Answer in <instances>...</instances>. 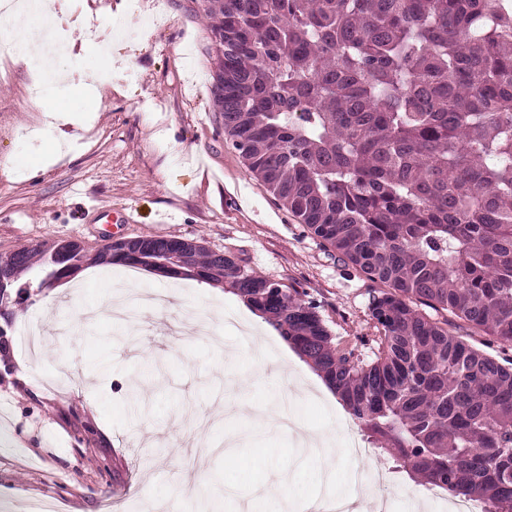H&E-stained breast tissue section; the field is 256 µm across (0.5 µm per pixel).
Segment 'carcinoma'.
Wrapping results in <instances>:
<instances>
[{"mask_svg":"<svg viewBox=\"0 0 512 512\" xmlns=\"http://www.w3.org/2000/svg\"><path fill=\"white\" fill-rule=\"evenodd\" d=\"M224 47V139L305 231L387 290L373 358L318 306L231 252L175 237L95 249L36 241L0 266V338L18 297L92 266L227 285L317 373L396 468L512 512V0H207ZM448 332L455 336H462L463 339L468 341L475 347L482 349L491 355L495 356L502 362V358H512V345L511 346H497L494 344L493 348H487L483 344L486 341L485 337L472 331L469 326L462 320L452 316L448 313Z\"/></svg>","mask_w":512,"mask_h":512,"instance_id":"obj_1","label":"carcinoma"}]
</instances>
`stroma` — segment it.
I'll use <instances>...</instances> for the list:
<instances>
[{"instance_id": "stroma-1", "label": "stroma", "mask_w": 512, "mask_h": 512, "mask_svg": "<svg viewBox=\"0 0 512 512\" xmlns=\"http://www.w3.org/2000/svg\"><path fill=\"white\" fill-rule=\"evenodd\" d=\"M155 25L125 37L142 16ZM68 41L87 23L115 26L108 54L71 50L63 63L106 77L99 101L81 92L61 98L63 112H84L56 164L44 136L42 109L27 100L41 67L35 60H0V252L32 241L71 238L89 246L107 236L178 237L228 250L254 274L304 292L319 307L337 343L356 346L376 335L369 316L384 286L357 273L306 234L260 186L227 145L212 97L216 46L205 0H93L92 11L63 13ZM78 288L45 289L18 313L0 349V512H33L43 502L57 512H187L210 489L223 494L222 512H267L265 488L283 486L298 512L326 495L347 496L354 478L389 471L391 512H448L450 495L421 503V485L393 472L376 449L352 458L346 433L360 424L322 379L237 296L193 279L145 269L89 267ZM168 294L165 305L136 303L138 323L76 320L77 309L107 294ZM201 325L186 331L182 309ZM140 388L143 404L128 394ZM222 396L231 413L215 440L236 450L206 455L185 406ZM283 403L300 430L323 435L335 466L326 482L320 461L298 460L297 447L275 422H255L256 409ZM208 458L197 493L178 491L191 465Z\"/></svg>"}]
</instances>
